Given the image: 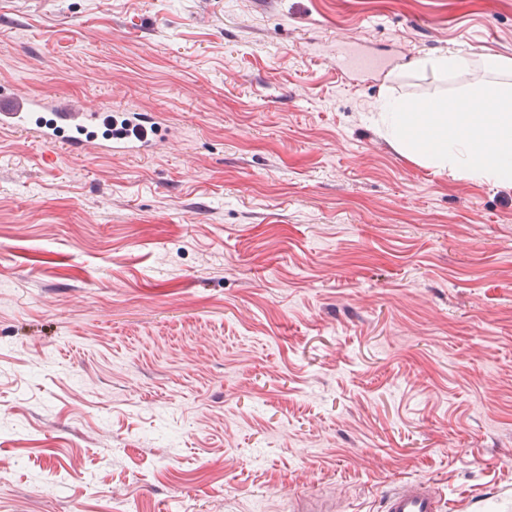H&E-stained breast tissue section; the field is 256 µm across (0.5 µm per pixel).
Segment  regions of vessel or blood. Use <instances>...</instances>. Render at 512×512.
<instances>
[{"instance_id": "b4317fda", "label": "vessel or blood", "mask_w": 512, "mask_h": 512, "mask_svg": "<svg viewBox=\"0 0 512 512\" xmlns=\"http://www.w3.org/2000/svg\"><path fill=\"white\" fill-rule=\"evenodd\" d=\"M388 61L373 59L364 49L336 45V69L342 78L380 74ZM135 112L109 103L89 106L70 95H35L0 82V129L38 138L68 155L93 147L102 153L139 156L153 150L165 135L161 123L145 128ZM445 498L430 481L392 486L383 498L382 512H443ZM454 512H512V489L501 487L457 500Z\"/></svg>"}]
</instances>
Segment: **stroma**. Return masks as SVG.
I'll return each instance as SVG.
<instances>
[{
    "label": "stroma",
    "mask_w": 512,
    "mask_h": 512,
    "mask_svg": "<svg viewBox=\"0 0 512 512\" xmlns=\"http://www.w3.org/2000/svg\"><path fill=\"white\" fill-rule=\"evenodd\" d=\"M399 63L342 82L336 43ZM512 58V0H0V82L158 117L0 130V512H381L512 487V188L378 122ZM472 64L473 60L471 57L467 54L461 53L428 57L419 62L420 68L424 70L429 69L432 72L447 78L448 74L466 70ZM123 117L152 124L154 132L149 134L142 124ZM97 128H105L101 138L94 132ZM0 129L35 136L68 155H81L92 146L102 153L139 156L165 136L160 122L146 121L133 109L108 102L88 106L70 95L25 93L4 81L0 82ZM445 498L431 481H410L392 486L383 498V512H442Z\"/></svg>",
    "instance_id": "1"
}]
</instances>
